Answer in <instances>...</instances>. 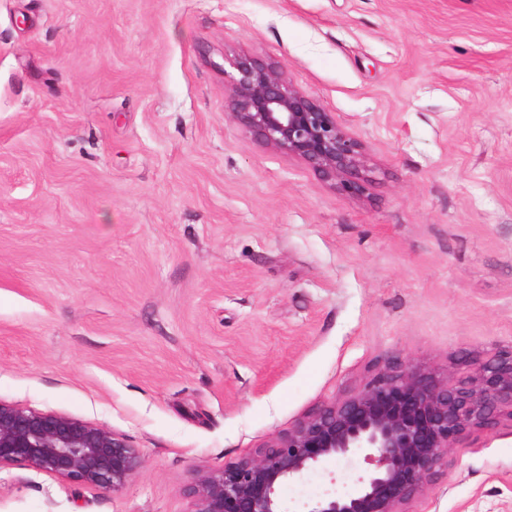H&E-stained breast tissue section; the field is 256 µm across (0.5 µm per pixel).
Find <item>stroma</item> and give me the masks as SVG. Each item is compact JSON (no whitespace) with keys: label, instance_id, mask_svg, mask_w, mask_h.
Listing matches in <instances>:
<instances>
[{"label":"stroma","instance_id":"35a3bbf8","mask_svg":"<svg viewBox=\"0 0 512 512\" xmlns=\"http://www.w3.org/2000/svg\"><path fill=\"white\" fill-rule=\"evenodd\" d=\"M236 55L365 145V195L234 122ZM510 348L512 0H0V401L143 460L118 493L2 468L0 512H187L196 468L387 357L456 377ZM409 510L512 512V422L452 449Z\"/></svg>","mask_w":512,"mask_h":512}]
</instances>
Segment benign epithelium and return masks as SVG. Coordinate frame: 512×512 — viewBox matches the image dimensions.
I'll return each mask as SVG.
<instances>
[{
    "label": "benign epithelium",
    "mask_w": 512,
    "mask_h": 512,
    "mask_svg": "<svg viewBox=\"0 0 512 512\" xmlns=\"http://www.w3.org/2000/svg\"><path fill=\"white\" fill-rule=\"evenodd\" d=\"M231 66L228 107L246 133L346 193L364 194L368 155L333 113L295 88L278 64L244 56ZM470 366L448 380L417 364L385 361L360 388L320 405L267 445L220 471L196 470L189 512H290L279 496L283 484L316 469L334 484L331 467L352 451L368 465L352 489L328 491L298 512H408L451 449L512 421V350ZM17 463L120 492L142 458L102 424L0 402V468Z\"/></svg>",
    "instance_id": "1"
}]
</instances>
